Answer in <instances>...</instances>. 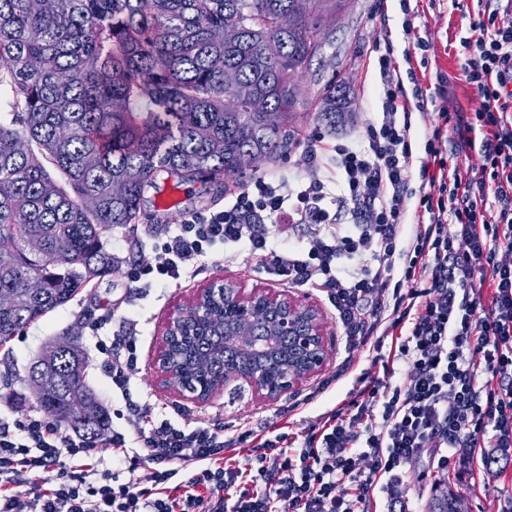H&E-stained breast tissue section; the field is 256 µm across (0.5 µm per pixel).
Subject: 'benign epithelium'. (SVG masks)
Listing matches in <instances>:
<instances>
[{
	"mask_svg": "<svg viewBox=\"0 0 512 512\" xmlns=\"http://www.w3.org/2000/svg\"><path fill=\"white\" fill-rule=\"evenodd\" d=\"M269 309L279 310V316L271 329L270 341L262 348L243 343L246 338L243 320L248 316H261ZM175 320L168 321L162 336V347L154 364L162 380L170 378L165 353ZM224 335L240 342L242 353L251 358L266 360L277 350V339L291 341L296 361L271 371L260 363L242 373L230 366L224 372V384L244 379L256 386L261 395L269 400L294 390L303 381L322 369L329 357L325 339V323L322 311L314 303L284 294H274L265 289L244 292L232 283H224Z\"/></svg>",
	"mask_w": 512,
	"mask_h": 512,
	"instance_id": "benign-epithelium-1",
	"label": "benign epithelium"
}]
</instances>
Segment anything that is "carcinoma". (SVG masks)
Masks as SVG:
<instances>
[{
  "label": "carcinoma",
  "mask_w": 512,
  "mask_h": 512,
  "mask_svg": "<svg viewBox=\"0 0 512 512\" xmlns=\"http://www.w3.org/2000/svg\"><path fill=\"white\" fill-rule=\"evenodd\" d=\"M348 0H0V83L14 92L0 120V347L30 323L70 302L119 261L102 237L116 226L151 220L144 203L166 172L177 183L224 179L288 150L286 121L298 77L321 48L322 14ZM283 13L295 24L283 29ZM281 41L277 60L263 55ZM239 86H224V69ZM345 86L328 83L321 115L351 117ZM122 182L124 194L112 196ZM87 194L95 210L82 206ZM38 279L25 306L13 295ZM224 316L217 290L206 316L183 314L169 357L186 384L224 383L235 350L212 318ZM67 349L28 368L40 383L37 406L55 423L91 439L111 417L86 382L77 336ZM429 512H465L462 498L438 483Z\"/></svg>",
  "instance_id": "cac0c4a2"
}]
</instances>
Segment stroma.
<instances>
[{
	"label": "stroma",
	"mask_w": 512,
	"mask_h": 512,
	"mask_svg": "<svg viewBox=\"0 0 512 512\" xmlns=\"http://www.w3.org/2000/svg\"><path fill=\"white\" fill-rule=\"evenodd\" d=\"M410 8L412 13L407 16L400 7V0H350L341 18L322 20L318 29L322 50L300 79V96L291 123L293 143L282 156L266 163V170L289 177L304 174L309 165L307 139L320 136L326 143H335L337 136L354 134L369 113L377 111L375 92L380 78L373 44L384 35L392 43L396 61L411 57L417 79L439 89L438 104L451 109L479 107L480 99L475 90L460 78L464 61L461 42L472 34L477 15L475 0H464L460 6L455 5L454 0H410ZM332 80L350 89L355 109L352 123L336 132L330 131L319 119L321 98ZM246 182V177L241 176L226 179L218 188L200 183L182 185L177 207L163 213L160 223L113 228L104 235L103 243L112 245L117 237L124 240L123 249L117 253L122 263L153 261V252L141 249V242L174 228L186 214L223 209L225 194L243 187ZM224 281L247 291L263 288L298 298L306 296L314 301L325 312L329 358L323 368L295 391L275 400L261 398L254 386L238 381L220 388L208 402L198 403L188 398L176 382L161 383L154 359L168 319L192 302L202 288ZM127 291V284L118 273L94 281L69 303L30 323L10 342L8 351H0V417L21 419L37 411L34 395L25 380V370L49 342L71 333L76 327L81 330L88 361V383L100 402L111 406L112 382L100 369L95 343L98 338L121 331V319L125 316L136 319L139 339L140 372L131 386L134 399L150 404L163 402L168 417H175L177 411L183 410L193 418L215 424L228 435L243 423L257 425L272 419L277 409L319 388L324 391L323 401H339L344 398L348 385L343 381L335 382L337 364L348 358L353 365L364 369L372 356L365 346L346 352L324 296L304 288L286 289L267 275L255 272L242 257L221 266L208 260L199 262L194 281L186 287L171 282L132 302L127 299ZM110 308L115 311V320L98 325V318ZM430 454V449H422L418 458L406 466L411 479L403 488V496L411 512H427L432 485L440 477L464 496L468 512H499L504 499L512 496V466L496 481L487 480L478 469L466 467L440 476L428 470Z\"/></svg>",
	"instance_id": "1"
}]
</instances>
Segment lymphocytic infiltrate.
<instances>
[{
    "mask_svg": "<svg viewBox=\"0 0 512 512\" xmlns=\"http://www.w3.org/2000/svg\"><path fill=\"white\" fill-rule=\"evenodd\" d=\"M485 6L464 39L462 80L481 103L440 110L416 144L410 102L391 51L379 52L380 112L352 137L309 144L308 173H265L151 237L155 263L122 274L131 294L190 281L203 259L245 255L256 272L324 294L346 350L372 345L345 399L297 432L243 425L227 437L200 420L138 404L133 331L97 340L101 368L135 416L134 437L113 432L111 461L98 441L47 416L0 418V512H358L381 493L385 512H408L406 463L431 449L433 471L471 466L499 475L512 457V23ZM452 145H445L446 130ZM475 152L472 174L458 156ZM305 227L281 237L280 225ZM257 462L245 473L228 449ZM149 480H140L139 468Z\"/></svg>",
    "mask_w": 512,
    "mask_h": 512,
    "instance_id": "lymphocytic-infiltrate-1",
    "label": "lymphocytic infiltrate"
}]
</instances>
